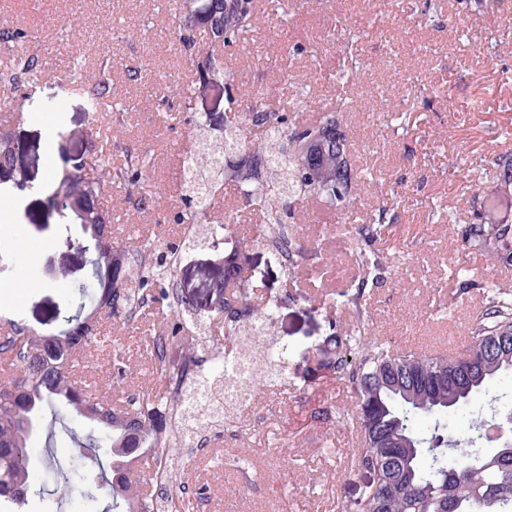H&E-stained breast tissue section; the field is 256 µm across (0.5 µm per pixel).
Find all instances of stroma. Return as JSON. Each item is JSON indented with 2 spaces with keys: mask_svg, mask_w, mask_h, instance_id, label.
<instances>
[{
  "mask_svg": "<svg viewBox=\"0 0 512 512\" xmlns=\"http://www.w3.org/2000/svg\"><path fill=\"white\" fill-rule=\"evenodd\" d=\"M260 20L247 42L226 47L207 29L194 32L185 52L175 40L181 0H0V27L28 34L21 48L37 52L46 70L18 96L24 118L14 128L16 152L28 182L46 164L78 167L93 126L85 95L67 87L74 48L85 77L112 63V89L124 103L108 112L113 164L149 154L153 167L129 205L126 184L113 182L103 201L112 211L114 247L179 242L175 216L183 208L181 165L194 134L192 115L224 125L226 111L257 108L288 113L328 110L337 99L356 181L348 209H328L309 196L293 204L292 227L304 252L286 268L269 248L252 242L263 212L225 181L207 213L233 215L230 234L193 252L173 276L176 297L206 317L210 349L237 346L224 330V257L250 244L241 276L255 309L271 308L269 338L283 354L282 384L255 388V408L243 427L209 430L211 449H178V472L161 498L191 501L208 489L210 512H342L363 485L353 450L360 445L352 385L324 367L329 338L365 323L384 348L398 353L457 354L488 300L512 303V265L490 259L466 242L472 224H512V182L500 153L512 140V0L481 9L475 0H259ZM215 57L234 79L205 80L197 61ZM187 88L192 113L166 103ZM235 106H228L227 96ZM53 135L43 140L41 129ZM23 222L0 223V307L42 335L65 331L91 306L94 267L73 212L58 213L47 194L24 197ZM376 235L364 241L360 231ZM370 245L385 269L368 286L361 308L343 304L355 288L359 247ZM41 280L26 287L28 278ZM174 320L157 308L126 319L102 318L103 343L89 347L80 372L114 406L163 393L167 384L151 356L156 333L169 335L168 366L181 364L187 344L172 337ZM128 359L132 378L113 386L110 359ZM94 435L97 462L79 457L76 442ZM29 483L38 495L21 512H104L112 499L95 479L112 453L104 433L58 408L51 432L28 441Z\"/></svg>",
  "mask_w": 512,
  "mask_h": 512,
  "instance_id": "1",
  "label": "stroma"
}]
</instances>
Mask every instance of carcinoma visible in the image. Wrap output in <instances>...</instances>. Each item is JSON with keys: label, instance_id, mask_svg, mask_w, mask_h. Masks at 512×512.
<instances>
[{"label": "carcinoma", "instance_id": "1", "mask_svg": "<svg viewBox=\"0 0 512 512\" xmlns=\"http://www.w3.org/2000/svg\"><path fill=\"white\" fill-rule=\"evenodd\" d=\"M184 0L179 17V42L189 50L194 46V31L208 30L214 40L232 44L252 30L257 22L254 0ZM25 37L19 28L0 29V49L11 50ZM44 72L41 60L33 53L13 55L0 63V88L5 95H17L25 83ZM112 72L104 63L88 91L92 110L108 105ZM251 121L278 132L265 134L258 150L266 177H255L251 170L234 172L236 183L250 191V204L267 214L264 233L255 238L262 243L294 218L293 201L314 196L327 206L345 209L352 199V174L337 115L330 113L317 123L301 129H288L284 116L276 112H254ZM195 137L187 151L195 165L183 177L184 210L175 220L205 212L209 188L224 183L228 176L227 158L241 152L244 143L240 127L229 123L224 132L211 133V119L193 118ZM84 165L53 171L55 192L64 197L76 195L87 206L82 229L92 235L94 226L112 224V213L101 206L112 181L131 187L139 185L149 159L140 157L124 168H114L104 157L100 134L91 136ZM307 160L316 182L310 184L298 168V159ZM17 163L10 117L0 115V181L11 180ZM205 226L197 239L170 244L165 251L140 255L139 289L131 292L114 286L129 274L126 252L112 249L100 239L91 250L97 267L94 296L96 309L119 317L134 308L164 305L169 300V284L176 261L193 252L211 238L214 229ZM465 240L492 255L499 262L512 264L511 224H471ZM247 260L239 247L224 258V272H237ZM360 287L342 293L351 303L364 294L368 284L379 281L383 267L372 250L359 249ZM240 304L236 316L225 319L228 333L250 335L248 323L253 313L245 294H233ZM176 327L204 329L196 308L186 301H174ZM78 314L71 326L58 336H38L15 324L13 334L0 342V356L13 359L16 373L0 378V508L15 512L25 504L30 492V459L27 441L33 431L36 413L59 403L85 420L94 429L112 438V466L101 471L103 483L110 487L112 512H155L152 495L142 490L135 466L143 461L171 465L175 449L166 435V408H191L200 381H186L183 389L165 397L146 396L130 409H117L86 383L76 370L77 355L84 346L97 341L100 328L90 332ZM327 367L348 379L358 396V419L362 447L354 449L356 469L365 477L358 496L345 502L343 512H512V444L484 448L485 420L482 413L472 415L466 434L453 437L445 433L444 419L449 411L465 405L472 394L487 389L499 376L512 372V305L489 300L485 313L469 328L463 354H393L375 346L373 337L354 330L344 337L333 336ZM159 356L160 369L170 377L186 373L192 361L169 368L164 364V346L152 341ZM454 458L448 468L447 458Z\"/></svg>", "mask_w": 512, "mask_h": 512}]
</instances>
